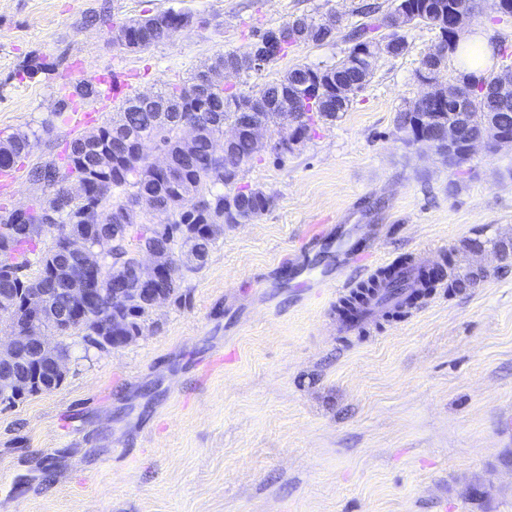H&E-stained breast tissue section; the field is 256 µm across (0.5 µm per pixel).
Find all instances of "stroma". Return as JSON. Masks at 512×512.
I'll return each instance as SVG.
<instances>
[{
  "label": "stroma",
  "instance_id": "35a3bbf8",
  "mask_svg": "<svg viewBox=\"0 0 512 512\" xmlns=\"http://www.w3.org/2000/svg\"><path fill=\"white\" fill-rule=\"evenodd\" d=\"M366 2L0 0V138L39 132L0 212L43 196L28 172L76 138L56 111L77 84L116 74L154 94L292 17L339 16L336 42L234 78L253 93L342 58ZM169 9L209 23L141 52L116 41L125 21ZM408 42L336 122L245 167L274 203L184 271L181 302L112 352L69 338L60 387L0 405V512H512V149L455 170L404 140L397 117L437 33ZM33 60L47 70L27 74ZM315 224L350 230L352 256L313 246ZM301 255L322 287L289 279ZM410 257L482 278L337 332V283Z\"/></svg>",
  "mask_w": 512,
  "mask_h": 512
}]
</instances>
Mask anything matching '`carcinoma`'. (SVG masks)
I'll list each match as a JSON object with an SVG mask.
<instances>
[{
  "mask_svg": "<svg viewBox=\"0 0 512 512\" xmlns=\"http://www.w3.org/2000/svg\"><path fill=\"white\" fill-rule=\"evenodd\" d=\"M461 2L416 0V9L405 14L398 30L388 33L382 32L384 18L378 17L380 6H365L362 14L366 21L346 35L349 47L342 59L331 65L293 66L281 80L268 83L253 94L256 110L264 114L267 125L275 126L278 108L273 102L281 98L288 101L302 118L300 140L312 139L321 125L336 121L350 110L352 95L369 82L378 58L403 54L408 49V32L419 26L437 31L440 38L446 36L448 10ZM183 16L181 11L167 10L131 19L121 25L120 38L131 50H146L177 32ZM292 23L314 29L312 43L329 44L336 40L335 31L312 17L296 16L286 21L288 25ZM263 38L264 35H259L243 52L218 56L182 84H174L150 97L135 95L107 123L71 141L66 166L51 159L30 170V180L50 193L24 211L15 209L0 214V252L7 256L6 263H0V289L9 288L13 293L14 315L5 323L12 330L20 326L16 335H28L26 314L22 313L28 289L53 288V302L67 307L71 299L62 289L84 284L86 270L76 263V251L68 250V243L80 247L106 237L111 248L100 259L103 274L95 283L99 300L69 324L49 327L65 353L69 351L66 340L75 334L88 345L94 336H105L107 342L117 344L122 336L143 334L153 312L145 299L129 292L121 306L112 304V280L133 271L140 252L161 249L174 255V275L162 282V288L177 302L182 299L180 282L185 262L175 250L188 248L195 255L190 267L199 269L224 236V225L248 223L270 209L274 196L260 186L240 184V175L246 165L262 160L264 154L280 158L284 153L242 137L231 150L217 155L213 133L223 128L226 121H240L242 94L225 88L203 99L191 96L194 81L213 70L229 69L231 78L250 71L245 64L236 65L234 59L245 57ZM470 105L478 111L477 119L485 118L512 130L511 93L493 97L487 91L477 92ZM185 116L195 120L201 134L189 160L171 178L150 165L148 150L152 145L175 149L181 136L180 120ZM36 137L37 132L29 129L1 140L0 169L15 167L28 155ZM227 186L230 190L226 192ZM137 196L149 201L140 211L130 209ZM87 210L98 212L96 222L90 224L84 219ZM118 222L125 231L114 240L112 225ZM22 224H38L55 232L51 246L37 252L41 236L19 233L18 226ZM129 238L136 240L133 249L126 246ZM30 254L36 255L38 264V273L31 278L23 274ZM387 277L388 272L383 271L363 284L359 293L344 302L343 310H354L357 301Z\"/></svg>",
  "mask_w": 512,
  "mask_h": 512,
  "instance_id": "cac0c4a2",
  "label": "carcinoma"
}]
</instances>
